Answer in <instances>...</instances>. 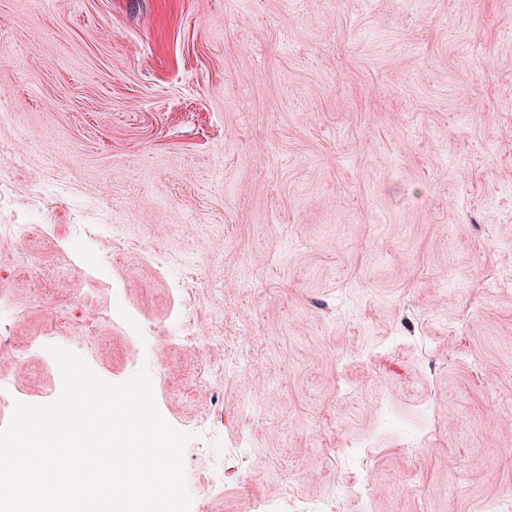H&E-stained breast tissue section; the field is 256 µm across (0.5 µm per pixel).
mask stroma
Segmentation results:
<instances>
[{
	"label": "stroma",
	"mask_w": 512,
	"mask_h": 512,
	"mask_svg": "<svg viewBox=\"0 0 512 512\" xmlns=\"http://www.w3.org/2000/svg\"><path fill=\"white\" fill-rule=\"evenodd\" d=\"M0 109V225H32L0 240V427L76 346L111 383L147 368L193 512L316 504L350 444L374 479L340 512L512 505V0H0ZM77 209L101 226L78 252ZM393 417L438 447L404 457Z\"/></svg>",
	"instance_id": "1"
}]
</instances>
